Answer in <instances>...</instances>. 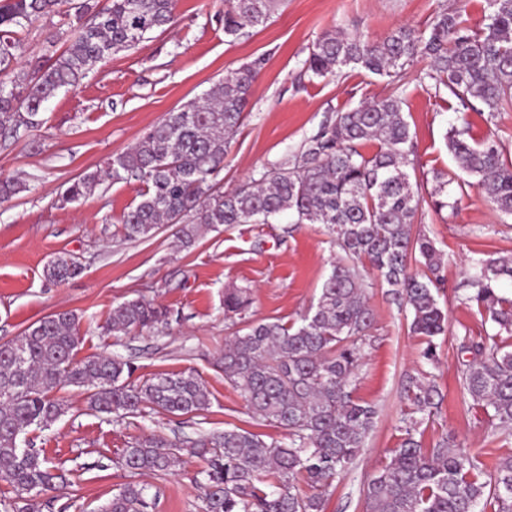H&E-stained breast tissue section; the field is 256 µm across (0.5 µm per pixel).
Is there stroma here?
<instances>
[{
    "instance_id": "1",
    "label": "stroma",
    "mask_w": 512,
    "mask_h": 512,
    "mask_svg": "<svg viewBox=\"0 0 512 512\" xmlns=\"http://www.w3.org/2000/svg\"><path fill=\"white\" fill-rule=\"evenodd\" d=\"M458 6V0H280L266 26L232 38L224 34V0H177L170 28L112 54L77 87L61 90L45 104L40 129L0 144V179L19 178L27 185L0 203V342L54 312L71 310L81 318L78 358L120 355L131 361L137 382L192 370L210 392L208 409L196 414L146 412L118 420L90 409L87 391L62 388L67 413L50 429L25 437V447L38 450L67 476L63 489L38 497L37 512H101L128 482L120 458L141 435L184 441L237 426L267 441L284 437L282 429L252 418L224 378L219 357L235 332L224 317V291L250 289L247 320L299 321L316 304L332 263L341 256L335 234L322 224L283 220L235 224L205 232L193 247L181 250L172 224L146 239L123 238L120 218L138 202L140 182L107 181L86 199L60 201L73 180L103 168L165 113L201 97L228 72L259 57L265 65L217 178L220 190L232 192L280 164L336 113L398 90L414 144L408 171L422 198L413 230L432 238L442 255L438 300L448 311V330L435 337L432 362L422 356L428 342L409 331L408 311L375 275L367 277L374 324L354 394L374 404L378 417L359 459L337 479L325 512H365V479L389 462L399 443L401 412L408 405L404 387L412 375L426 374L443 396L438 412L422 424L426 447L444 440L463 444L486 473L512 453V429L492 423L485 409L464 399L457 371L464 336L496 331L476 306L464 303L460 283L474 262L512 257V217L468 186L448 149L446 134L458 100L429 79L431 61L425 57L406 66L398 89L359 68L326 78L305 70L312 44L326 31L369 41L401 25L421 33L438 11ZM67 22L59 12L17 30V64L46 61L54 48L64 47ZM467 120L472 141L496 139L512 160V110L492 124L476 112ZM440 175L452 180L448 192L455 207L438 212L431 196ZM60 253L74 255L82 272L53 285L42 270ZM140 296L171 311L164 331L107 332L114 307ZM202 467L200 459L186 454L173 474L147 477L150 512H200L204 488L196 476Z\"/></svg>"
}]
</instances>
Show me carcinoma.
Listing matches in <instances>:
<instances>
[{
  "label": "carcinoma",
  "mask_w": 512,
  "mask_h": 512,
  "mask_svg": "<svg viewBox=\"0 0 512 512\" xmlns=\"http://www.w3.org/2000/svg\"><path fill=\"white\" fill-rule=\"evenodd\" d=\"M491 12L479 30L466 25L459 10L437 13L426 37L407 26L378 42L336 30L322 34L305 61L316 77L359 67L401 81L417 56L430 58L428 77L446 87L466 107L497 114L512 108V0H489ZM66 0H8L0 5V27L24 28L55 13ZM275 0H227L224 35L264 26ZM66 48L33 71L12 67L16 43L0 39V140L43 124V105L59 90L75 87L114 53L128 50L151 32L175 22L176 0H80ZM264 58L241 66L201 99L169 112L129 150L112 156L104 170L80 177L66 188L65 202L85 198L105 180H139L140 200L121 216L130 240L152 236L164 224L179 225L190 248L203 229L231 224H270L283 216L291 224H324L336 234L345 258L332 264L317 304L300 322H253L224 347V379L243 397L248 410L285 431L286 441L267 443L241 428L203 435L184 449L153 434L123 450L121 465L135 477L171 474L186 452L201 458L205 497L201 512H323L324 496L336 478L361 455L378 415L376 406L354 396L352 378L363 359L374 316L359 266L366 265L389 287L388 294L409 307L410 329L430 339L424 352L435 358L431 338L442 334L447 312L436 297L438 281L412 271L424 263L441 265L434 240L412 234L421 206L419 191L405 170L413 142L403 98L390 95L338 112L291 160L259 174L231 193L214 190L224 158L237 135ZM447 133L448 147L462 171L503 215L512 216V162L498 142L468 141L465 116ZM376 143L367 155L361 147ZM75 259L59 255L44 276L63 283L80 275ZM512 280V259L482 260L466 279L468 304L487 315L496 333L464 337L467 358L460 363L463 394L512 426V299L501 293ZM252 303L248 290H224V316L242 315ZM169 313L135 298L112 311L105 329L112 334L154 330ZM80 318L58 311L0 344V480L17 496L56 490L65 474L33 448L19 446L28 429L49 428L64 416L56 395L63 386L89 390L90 406L118 418L146 410L193 414L210 404L205 381L192 371L160 373L139 384L128 382L133 366L118 355L76 358ZM415 412L431 416L442 396L426 376H410L406 386ZM403 435L390 461L367 481L366 512H512V455L499 459L487 479L479 462L459 445L442 441L422 446V420L403 419ZM304 480L314 490L300 492ZM146 486L133 480L112 495L102 512H148Z\"/></svg>",
  "instance_id": "obj_1"
}]
</instances>
